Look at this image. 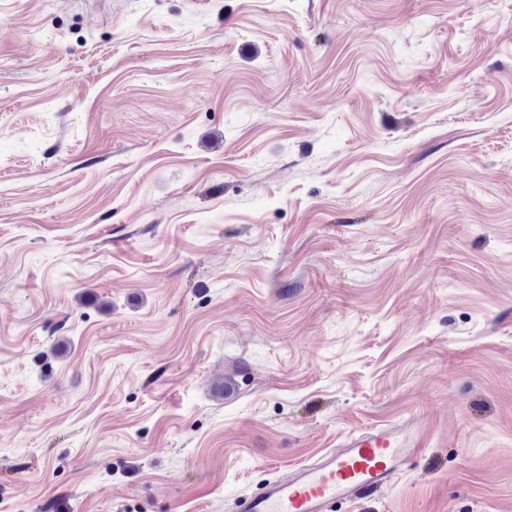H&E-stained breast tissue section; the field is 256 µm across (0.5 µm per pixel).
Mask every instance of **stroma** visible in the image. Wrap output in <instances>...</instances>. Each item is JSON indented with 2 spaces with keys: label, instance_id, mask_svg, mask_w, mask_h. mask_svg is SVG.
<instances>
[{
  "label": "stroma",
  "instance_id": "35a3bbf8",
  "mask_svg": "<svg viewBox=\"0 0 512 512\" xmlns=\"http://www.w3.org/2000/svg\"><path fill=\"white\" fill-rule=\"evenodd\" d=\"M512 512V0H0V512ZM431 421L417 417L346 437L339 448L236 502L238 512H332L381 492L429 446Z\"/></svg>",
  "mask_w": 512,
  "mask_h": 512
}]
</instances>
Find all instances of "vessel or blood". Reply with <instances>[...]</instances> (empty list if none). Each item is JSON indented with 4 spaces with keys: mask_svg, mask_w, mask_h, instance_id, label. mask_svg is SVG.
<instances>
[{
    "mask_svg": "<svg viewBox=\"0 0 512 512\" xmlns=\"http://www.w3.org/2000/svg\"><path fill=\"white\" fill-rule=\"evenodd\" d=\"M431 422L415 418L346 437L319 460L241 497L237 512H332L381 492L429 446Z\"/></svg>",
    "mask_w": 512,
    "mask_h": 512,
    "instance_id": "obj_1",
    "label": "vessel or blood"
}]
</instances>
